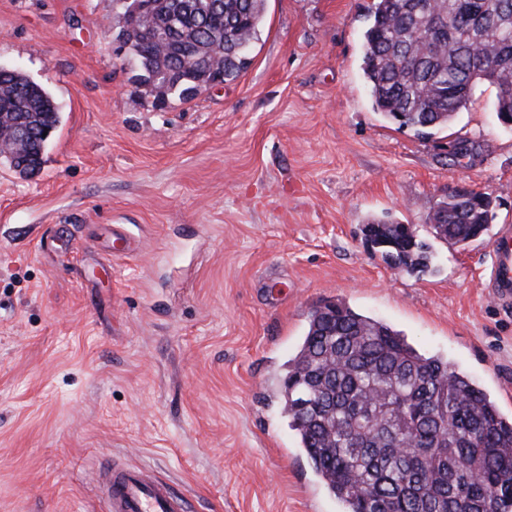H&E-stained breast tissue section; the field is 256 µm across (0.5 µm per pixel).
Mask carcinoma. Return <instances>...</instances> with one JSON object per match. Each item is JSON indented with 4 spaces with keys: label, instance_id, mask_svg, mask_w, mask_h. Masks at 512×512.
<instances>
[{
    "label": "carcinoma",
    "instance_id": "1",
    "mask_svg": "<svg viewBox=\"0 0 512 512\" xmlns=\"http://www.w3.org/2000/svg\"><path fill=\"white\" fill-rule=\"evenodd\" d=\"M263 18L264 0H152L153 27L128 23L117 38L164 103L235 79ZM363 39V74L385 118L427 135L486 83L498 119L512 120V0H375ZM164 69L174 79L158 97L150 79ZM0 119L28 131L10 164L39 171L43 133L59 123L51 94L0 68ZM489 205L485 193L454 191L430 220L458 244L490 223ZM364 232L401 269L431 270L429 246L394 223L374 220ZM284 397L301 448L345 512H512V418L465 372L388 324L342 302L314 310L288 360Z\"/></svg>",
    "mask_w": 512,
    "mask_h": 512
}]
</instances>
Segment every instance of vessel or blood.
<instances>
[{
    "instance_id": "1",
    "label": "vessel or blood",
    "mask_w": 512,
    "mask_h": 512,
    "mask_svg": "<svg viewBox=\"0 0 512 512\" xmlns=\"http://www.w3.org/2000/svg\"><path fill=\"white\" fill-rule=\"evenodd\" d=\"M494 263L489 286L501 302L512 301V226L493 243ZM102 491L108 512H186V503L164 482L145 471L108 464Z\"/></svg>"
}]
</instances>
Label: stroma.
I'll return each instance as SVG.
<instances>
[{
    "mask_svg": "<svg viewBox=\"0 0 512 512\" xmlns=\"http://www.w3.org/2000/svg\"><path fill=\"white\" fill-rule=\"evenodd\" d=\"M374 0H265L250 63L154 107L113 50L118 0H0V67L54 98L41 170L0 161V512H105L106 460L188 512H343L284 409L313 310L342 301L462 367L512 417V305L486 284L512 225V127L476 86L424 137L361 70ZM490 195L464 247L434 240L449 191ZM430 241L388 266L362 228ZM395 224L397 223L387 222L386 219L373 220L365 224L363 232L371 238L382 256L387 254L400 259L402 270L416 271V273L429 272L431 270L430 247L417 239L411 242L406 237V235L415 237L412 225L402 224L405 235L400 226L394 227ZM366 242L374 246L370 240Z\"/></svg>",
    "mask_w": 512,
    "mask_h": 512,
    "instance_id": "35a3bbf8",
    "label": "stroma"
}]
</instances>
